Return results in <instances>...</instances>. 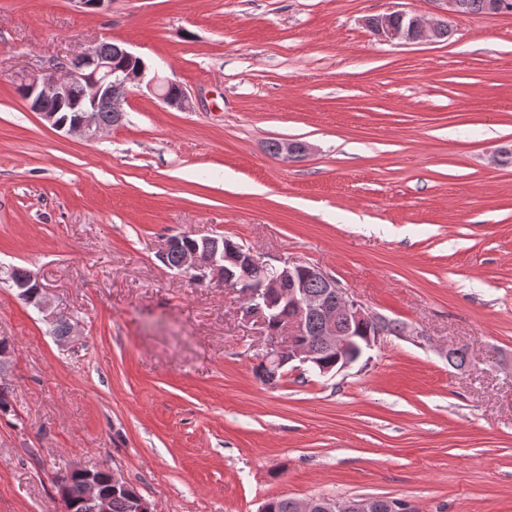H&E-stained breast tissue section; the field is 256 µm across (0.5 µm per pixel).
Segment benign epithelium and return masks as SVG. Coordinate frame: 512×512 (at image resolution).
I'll return each instance as SVG.
<instances>
[{
  "label": "benign epithelium",
  "instance_id": "7a95c632",
  "mask_svg": "<svg viewBox=\"0 0 512 512\" xmlns=\"http://www.w3.org/2000/svg\"><path fill=\"white\" fill-rule=\"evenodd\" d=\"M445 7L431 20L411 14V30L396 29L387 23L388 15H378L366 19L374 36L392 44H420L433 41L438 30L454 17L460 15V0H440ZM119 57L123 65H117L112 52L104 53L95 46L70 58L64 66L61 77L31 75L22 79L18 87L22 99L29 108L38 113L52 127L69 135L80 136L93 141L102 131L98 123V113L106 106H112L114 123L124 116L131 90L146 87L164 104L187 110L190 108L188 96L178 83L161 78L138 62V56L126 48ZM68 105L76 110L73 120L59 119L60 108ZM198 245L181 253L177 271L192 274L206 282L214 280L233 284L241 288L244 300V314L256 319L264 334L281 335L288 340L285 347L268 348L261 357L266 370L278 371L283 365L297 361L312 364V354L307 344L298 340L305 327L306 316L318 313L325 323V342L336 352L344 365H350L348 355L355 343L350 336L353 326L362 323L377 325L374 333L367 337L363 348L375 346L380 337L388 334L386 326L392 320L366 309L349 299L346 290L335 278L319 267L306 263H288L276 266L265 256L233 242L218 241L211 236L197 238ZM320 281L324 287L342 296L340 306L332 308L323 298L310 299L305 294L307 281ZM40 313L50 324L59 319L52 309V302L46 289H41L38 301ZM84 498L92 503L95 512H109L111 497L102 491L96 471L84 468ZM304 512H374V498L359 497L351 500H330L324 504L309 498L303 501Z\"/></svg>",
  "mask_w": 512,
  "mask_h": 512
}]
</instances>
